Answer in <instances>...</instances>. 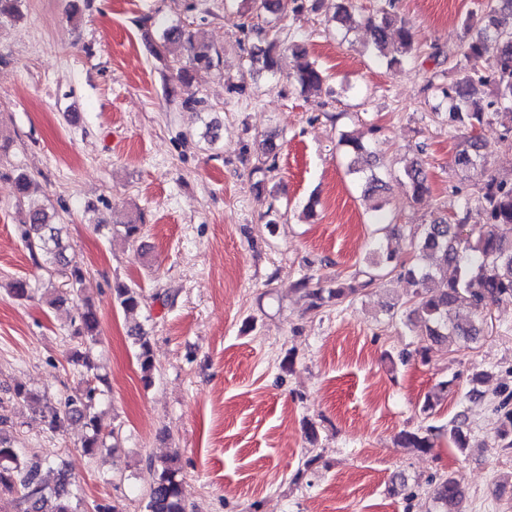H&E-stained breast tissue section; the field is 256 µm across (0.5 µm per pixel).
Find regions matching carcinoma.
<instances>
[{"mask_svg": "<svg viewBox=\"0 0 512 512\" xmlns=\"http://www.w3.org/2000/svg\"><path fill=\"white\" fill-rule=\"evenodd\" d=\"M22 0H0V23L14 21L21 16ZM351 0H342L334 21L351 31L364 26L376 52L389 56L388 65H400L417 56L414 35L405 20L396 16L394 0H379L377 7L354 20ZM163 39L178 44L187 52L184 64L177 68L178 86L186 93L182 107L187 112L200 111L203 100L187 92L194 82L195 73L201 70H218L222 64L223 50L194 40L190 25L178 23L163 31ZM293 57L291 72L286 77L302 90L318 88L323 75L300 41L288 46ZM462 62L453 66V77L442 89L448 100V130L467 131L457 142L455 164L462 169L484 166L480 153L481 133L497 129L501 134H512V0H486L480 16L464 22V35L459 47ZM281 48L275 41H267L250 51L251 63L261 70L277 76L282 74ZM341 145L354 154L350 173L357 176L364 186V193L380 194L385 188L384 177L376 171L374 153L361 141L345 134ZM263 160L254 169L265 173L275 168L277 145L270 138L261 142ZM404 177L413 199L428 190L427 175L418 161L404 169ZM19 206L24 215L21 237L34 260H42L50 270L61 267L67 272L71 286L84 279L83 264L66 255L67 246L62 238L63 226L52 223L42 200L36 198L37 187L26 174L15 179ZM478 212L483 219L479 224L470 223L471 214ZM392 236L409 239L411 247L423 257L432 259L429 265L396 263L391 251L384 248V241ZM453 276H448V269ZM406 279L412 286L407 319L413 322L415 332L432 344L453 345L478 339L479 324L459 318V311L467 310L480 316L493 305L512 301V180L487 176L473 192L463 196L453 219L437 217L419 228L402 224H386L380 228V237L373 243L367 257V270L362 279L338 282L326 287L308 273L296 280L295 290L306 300L307 310L315 312L328 303L336 305L354 299L357 295L376 286L391 275ZM35 289L29 281L16 279L10 283L9 294L23 301L33 297ZM114 297L119 307L128 314H137L143 304L141 287L134 282H119L114 286ZM99 325L97 309L83 304L78 321L73 324L72 336L79 339L68 354V361L82 367L90 374L85 386L68 396L64 404L55 406L39 393L23 386L14 387L12 399L38 407L44 426L57 430L66 419L83 422L86 429L82 448L88 455L99 449L118 448L107 439L114 437V430H106L101 415L96 411L98 402L109 393L105 379L94 373L95 363L91 344L95 341ZM131 335L138 346L136 358L143 380L152 383V349L142 325L131 328ZM448 435V443L456 452L465 456L470 451L471 430L463 420L453 418L447 428L430 426L425 430L404 431L398 436L402 448L428 452L435 441ZM153 467L155 480L150 487L145 505L146 512H185V497L179 456L169 454L157 460L148 459ZM19 499L24 512H78L79 500L72 489L69 473L58 468V479L52 486L41 478V463L31 462L22 455L13 434V423L6 411H0V496ZM433 501L441 512H459V502L465 498L461 479L448 476L432 488Z\"/></svg>", "mask_w": 512, "mask_h": 512, "instance_id": "obj_1", "label": "carcinoma"}]
</instances>
